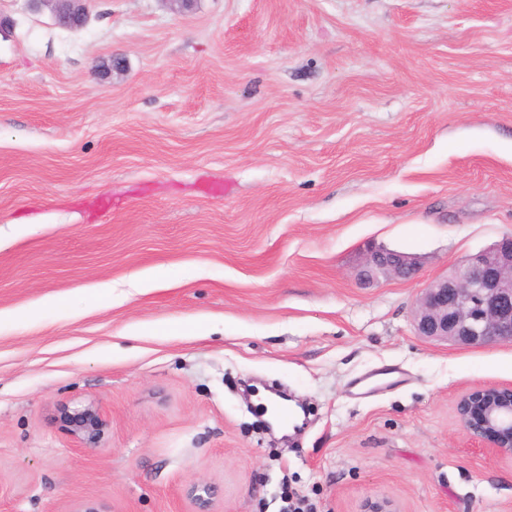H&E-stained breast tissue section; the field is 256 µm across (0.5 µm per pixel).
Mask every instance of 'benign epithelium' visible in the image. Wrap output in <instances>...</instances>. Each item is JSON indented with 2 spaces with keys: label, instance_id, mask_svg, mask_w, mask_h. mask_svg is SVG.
Returning <instances> with one entry per match:
<instances>
[{
  "label": "benign epithelium",
  "instance_id": "1",
  "mask_svg": "<svg viewBox=\"0 0 512 512\" xmlns=\"http://www.w3.org/2000/svg\"><path fill=\"white\" fill-rule=\"evenodd\" d=\"M54 5L58 22L77 28L87 21V0H31ZM421 266L414 254L371 249L357 269L370 284L381 277L412 279ZM418 336L429 341L484 347L512 341V237L467 256L446 276L421 291L414 313ZM456 413L464 434L488 454L512 460V386H484L459 397ZM71 435L80 447L102 446L107 422L101 406L90 401L64 409ZM195 512H209L212 488L195 485L190 491Z\"/></svg>",
  "mask_w": 512,
  "mask_h": 512
}]
</instances>
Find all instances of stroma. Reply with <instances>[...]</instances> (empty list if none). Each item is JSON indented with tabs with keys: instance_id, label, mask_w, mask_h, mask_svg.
I'll return each mask as SVG.
<instances>
[{
	"instance_id": "1",
	"label": "stroma",
	"mask_w": 512,
	"mask_h": 512,
	"mask_svg": "<svg viewBox=\"0 0 512 512\" xmlns=\"http://www.w3.org/2000/svg\"><path fill=\"white\" fill-rule=\"evenodd\" d=\"M88 10L0 0V512H194L195 484L212 512H512V461L455 414L512 383V341L413 323L512 236V0ZM371 246L417 277L361 284ZM254 379L305 405L292 437ZM89 401L93 450L62 418ZM33 4L52 3L61 25L70 28L82 27L87 21L84 3L89 0H30ZM64 418L80 447L96 449L102 446L107 422L98 403L90 401L72 410L67 407Z\"/></svg>"
}]
</instances>
